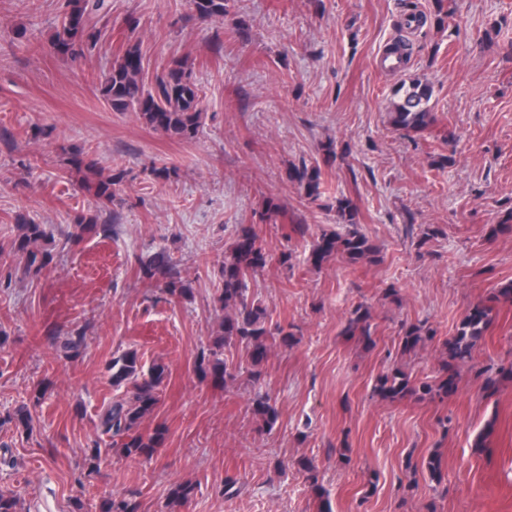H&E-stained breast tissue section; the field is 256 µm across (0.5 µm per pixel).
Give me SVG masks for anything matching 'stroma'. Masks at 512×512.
<instances>
[{"mask_svg": "<svg viewBox=\"0 0 512 512\" xmlns=\"http://www.w3.org/2000/svg\"><path fill=\"white\" fill-rule=\"evenodd\" d=\"M62 3L0 0V247L20 216L56 240L37 279L0 287V491L20 497V512H100L129 495L138 512H319L323 492L333 512H512V376L491 392L482 376L512 365V305L491 301L512 281V0H230L223 21L200 20L190 0H105L100 41L78 59L50 46ZM131 18L146 75L183 62L201 90L191 142L112 111L97 91ZM399 38L408 63L380 69ZM415 82L431 90L432 119L408 134L390 109ZM77 151L123 173L110 207L67 166ZM302 161L321 169V206L288 177ZM340 198L377 259L312 268ZM89 215L109 235L65 243ZM250 226L271 261L249 294L294 339L272 346L257 381L245 351L225 349L240 367L226 384L202 376L197 357L219 330L224 257ZM160 251L187 294L139 279V261ZM479 302L492 304L491 323L447 399L374 394L396 366L436 381L446 341ZM359 305L372 315L370 349L341 334ZM418 321L435 337L402 353ZM79 330L73 356L65 343ZM131 351L165 368L140 426L166 428L149 458L97 428L109 403L133 397L107 369ZM259 395L276 409L273 427L252 413ZM24 405L27 430L6 420ZM434 454L438 481L424 466ZM185 483L193 495L173 500Z\"/></svg>", "mask_w": 512, "mask_h": 512, "instance_id": "stroma-1", "label": "stroma"}]
</instances>
